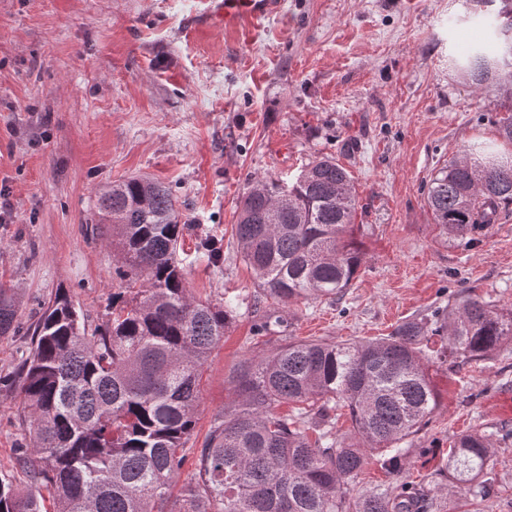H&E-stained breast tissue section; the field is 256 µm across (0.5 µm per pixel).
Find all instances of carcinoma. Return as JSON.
<instances>
[{
  "mask_svg": "<svg viewBox=\"0 0 512 512\" xmlns=\"http://www.w3.org/2000/svg\"><path fill=\"white\" fill-rule=\"evenodd\" d=\"M495 39L472 46L461 70L478 87L512 102V0L491 22ZM427 205L448 240L473 242L512 203V155L471 148L441 167ZM357 199L348 171L333 157L305 165L291 181L253 180L235 236L258 292L247 301L265 335L283 321L270 308L299 300L340 299L361 264L354 239ZM100 223L118 252L112 318L89 328L69 294H54L32 331L19 370L24 417L32 430L22 453L31 488L0 481V512H437L442 504L410 481L395 489L348 493L366 457L391 473L412 452L439 394L424 366L434 336L436 359L478 360L512 340V311L463 296L389 336L336 343L290 339L245 360L232 377L239 400L214 415L193 481L181 499L172 488L201 406L212 349L240 304L190 296L176 259L184 225L171 187L132 178L99 192ZM17 312L0 289V336ZM281 403L301 405L281 417ZM346 407L353 432L336 434ZM455 436L447 477L464 498L486 499L497 482L493 437Z\"/></svg>",
  "mask_w": 512,
  "mask_h": 512,
  "instance_id": "carcinoma-1",
  "label": "carcinoma"
}]
</instances>
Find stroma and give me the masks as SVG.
Masks as SVG:
<instances>
[{
    "instance_id": "stroma-1",
    "label": "stroma",
    "mask_w": 512,
    "mask_h": 512,
    "mask_svg": "<svg viewBox=\"0 0 512 512\" xmlns=\"http://www.w3.org/2000/svg\"><path fill=\"white\" fill-rule=\"evenodd\" d=\"M209 0H0V289L18 328L0 336V478L26 488L29 431L17 382L33 326L58 289L88 325L121 283L97 222L101 189L132 176L170 186L188 226L178 255L197 297L250 295L234 224L253 178L292 177L332 156L350 173L363 260L343 298L281 310L255 335L240 309L209 357L185 485L215 414L230 407L244 359L284 338L368 340L469 290L512 308V205L479 243L442 236L426 203L431 177L465 147L500 141L512 104L476 88L451 60L482 40L468 0H282L262 26L225 28ZM223 243L212 263L200 238ZM441 393L402 476L420 481L453 436L512 425V341L483 361L430 360ZM499 483L473 512H512V440L496 443Z\"/></svg>"
}]
</instances>
